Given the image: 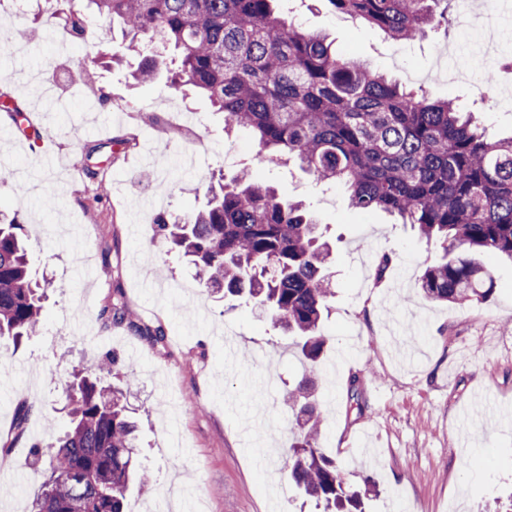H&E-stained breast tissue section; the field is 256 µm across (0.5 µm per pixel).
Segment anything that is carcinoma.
I'll use <instances>...</instances> for the list:
<instances>
[{
    "mask_svg": "<svg viewBox=\"0 0 512 512\" xmlns=\"http://www.w3.org/2000/svg\"><path fill=\"white\" fill-rule=\"evenodd\" d=\"M275 0H68L64 26L94 33L118 20L128 42L111 64L141 58L132 72L150 81L160 65L171 86L190 85L224 113V130H245L258 157L297 161L321 182L342 185L352 208L379 210L441 243L442 259L419 288L436 302H483L493 279L484 253L512 259V136L497 138L451 100L432 101L343 54L319 33L276 15ZM340 13L415 41L448 19L451 0H328ZM444 3L436 14L432 5ZM126 141L97 143L87 157H111ZM159 241L202 273L206 293L245 297L317 362L321 321L333 295L327 244L302 202L282 200L250 161L210 189L206 206L183 218H156ZM26 225L0 217V340L42 327V294L31 276ZM113 324L140 326L124 307L103 311ZM315 382L288 391L304 427L285 457L288 479L323 512H364L361 492L344 482L336 457L318 446ZM69 427L37 446L49 475L31 512H124L130 485L150 475L138 460V423L124 392L83 376L64 396Z\"/></svg>",
    "mask_w": 512,
    "mask_h": 512,
    "instance_id": "cac0c4a2",
    "label": "carcinoma"
}]
</instances>
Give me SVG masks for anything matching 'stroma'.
I'll return each instance as SVG.
<instances>
[{
	"mask_svg": "<svg viewBox=\"0 0 512 512\" xmlns=\"http://www.w3.org/2000/svg\"><path fill=\"white\" fill-rule=\"evenodd\" d=\"M305 29L336 48L434 99L456 98L496 135L512 132V99L488 110L469 87L437 74L435 47L474 54L465 21L409 43L307 0ZM54 28L25 42L16 55L0 48V76L42 132L0 120V163L14 171L0 182V212L18 215L29 231L35 277L47 284L41 333L19 346L0 343V442H9L19 408L28 419L23 448L56 438L67 427L61 393L75 369L96 371L115 356L127 368V405L141 423L140 446L152 486L129 494L125 512H149L156 485L181 489L175 512H317L299 498L282 469L294 441L288 388L308 371L291 337L269 314L239 298L196 290L193 268L167 253L155 218L185 216L205 206L213 175H231L255 155L248 133L224 132V116L191 88L175 91L166 68L151 82L128 72L104 73L102 85L122 111L87 112L93 91L79 79L100 51L119 47V25L104 24L89 46L60 52ZM192 113L204 140L173 136L161 119ZM123 136L134 143L88 175L83 145ZM262 177L286 200L302 201L332 245L335 289L321 332L327 340L316 392L319 446L338 459L346 483L364 492L367 512H506L512 506V263L486 254L495 278L490 298L458 305L427 300L416 287L438 262V242L388 215L350 207L342 186L317 181L295 162L264 168ZM111 191L99 196V184ZM392 262L383 278L375 269ZM121 305L141 332L105 321ZM164 326L154 343L147 329ZM357 385L358 407L348 402ZM47 477L26 457L0 512H30Z\"/></svg>",
	"mask_w": 512,
	"mask_h": 512,
	"instance_id": "stroma-1",
	"label": "stroma"
}]
</instances>
